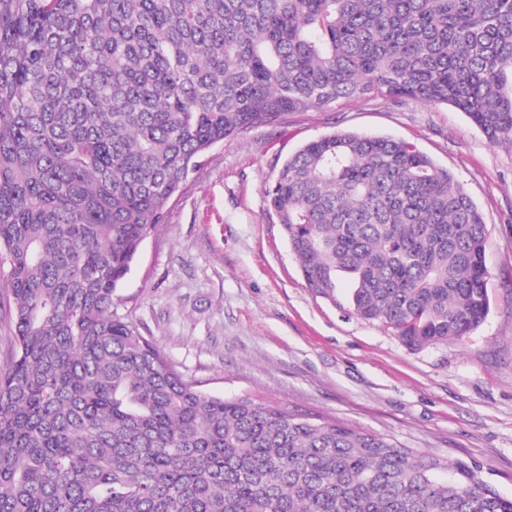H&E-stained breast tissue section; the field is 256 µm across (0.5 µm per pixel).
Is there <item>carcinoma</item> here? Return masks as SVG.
I'll return each instance as SVG.
<instances>
[{
	"label": "carcinoma",
	"mask_w": 512,
	"mask_h": 512,
	"mask_svg": "<svg viewBox=\"0 0 512 512\" xmlns=\"http://www.w3.org/2000/svg\"><path fill=\"white\" fill-rule=\"evenodd\" d=\"M512 0H0V512H512L475 463L205 393L116 309L216 145L342 100L512 149ZM316 294L409 350L491 309L487 227L409 141L312 140L266 190ZM7 277L0 273V368L7 364L9 355L15 347L13 314L7 307Z\"/></svg>",
	"instance_id": "carcinoma-1"
}]
</instances>
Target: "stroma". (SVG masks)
Returning <instances> with one entry per match:
<instances>
[{"mask_svg":"<svg viewBox=\"0 0 512 512\" xmlns=\"http://www.w3.org/2000/svg\"><path fill=\"white\" fill-rule=\"evenodd\" d=\"M341 130L415 143L482 212L491 311L464 340L412 351L308 288L265 189L301 146ZM115 305L206 393L480 464L512 497V150L453 107L351 101L214 147L143 243Z\"/></svg>","mask_w":512,"mask_h":512,"instance_id":"35a3bbf8","label":"stroma"}]
</instances>
